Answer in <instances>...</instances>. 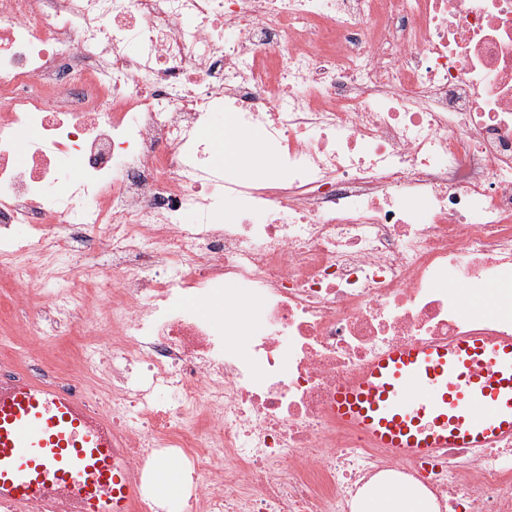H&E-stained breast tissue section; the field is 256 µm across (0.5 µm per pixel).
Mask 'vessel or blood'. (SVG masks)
Here are the masks:
<instances>
[{
  "label": "vessel or blood",
  "mask_w": 512,
  "mask_h": 512,
  "mask_svg": "<svg viewBox=\"0 0 512 512\" xmlns=\"http://www.w3.org/2000/svg\"><path fill=\"white\" fill-rule=\"evenodd\" d=\"M331 409L400 459L512 439V336L388 348L337 389ZM62 491L80 512H126L136 485L111 428L69 393L26 377L1 380L0 501L52 504Z\"/></svg>",
  "instance_id": "vessel-or-blood-1"
}]
</instances>
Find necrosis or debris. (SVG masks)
Returning a JSON list of instances; mask_svg holds the SVG:
<instances>
[{
    "mask_svg": "<svg viewBox=\"0 0 512 512\" xmlns=\"http://www.w3.org/2000/svg\"><path fill=\"white\" fill-rule=\"evenodd\" d=\"M219 116L282 175L225 174ZM107 240L112 276L70 263ZM0 290L28 346H98L75 390L129 512L164 466L179 512H353L375 477L512 512V442L398 460L330 412L391 346L512 334V0H0ZM242 295L248 330L199 311Z\"/></svg>",
    "mask_w": 512,
    "mask_h": 512,
    "instance_id": "1",
    "label": "necrosis or debris"
}]
</instances>
